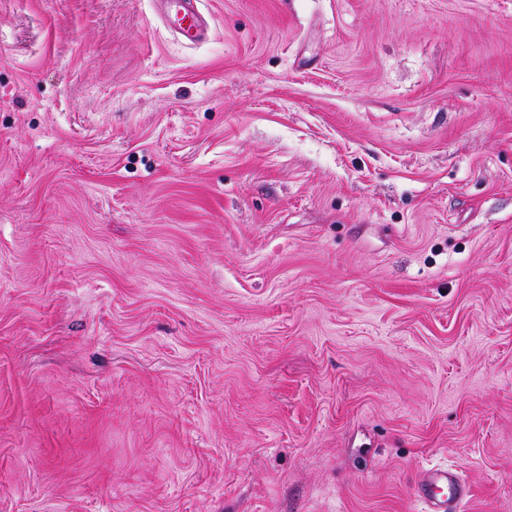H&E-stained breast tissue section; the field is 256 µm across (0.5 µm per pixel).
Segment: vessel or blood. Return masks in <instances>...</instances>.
<instances>
[{"mask_svg": "<svg viewBox=\"0 0 512 512\" xmlns=\"http://www.w3.org/2000/svg\"><path fill=\"white\" fill-rule=\"evenodd\" d=\"M162 19L175 32L195 44L208 37V24L199 0H157ZM471 496V488L457 468L446 465H418L413 497L423 512H460Z\"/></svg>", "mask_w": 512, "mask_h": 512, "instance_id": "b4317fda", "label": "vessel or blood"}]
</instances>
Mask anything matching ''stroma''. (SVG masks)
Segmentation results:
<instances>
[{"instance_id":"stroma-1","label":"stroma","mask_w":512,"mask_h":512,"mask_svg":"<svg viewBox=\"0 0 512 512\" xmlns=\"http://www.w3.org/2000/svg\"><path fill=\"white\" fill-rule=\"evenodd\" d=\"M0 0V512H512V0ZM162 19L175 32L195 44L207 39L208 24L201 14L199 0H155ZM174 26V27H173ZM413 497L425 512H459L471 497V488L457 468L418 465Z\"/></svg>"}]
</instances>
